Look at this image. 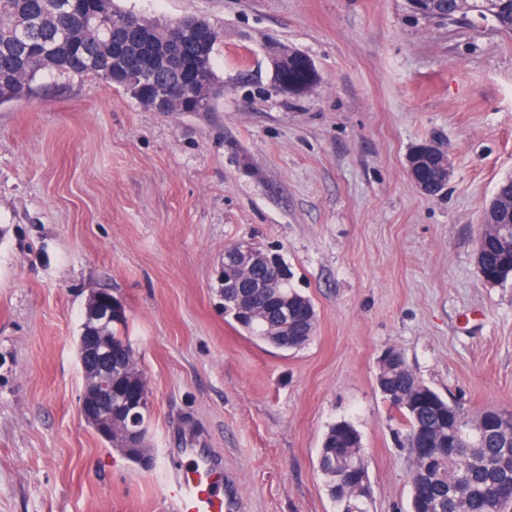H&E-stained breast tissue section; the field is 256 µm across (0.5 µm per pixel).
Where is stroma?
Masks as SVG:
<instances>
[{"label":"stroma","mask_w":512,"mask_h":512,"mask_svg":"<svg viewBox=\"0 0 512 512\" xmlns=\"http://www.w3.org/2000/svg\"><path fill=\"white\" fill-rule=\"evenodd\" d=\"M224 27L209 112H157L47 73L0 106V512H171L186 439L241 512H336L318 468L330 424L359 430L370 512H408L413 457L376 386L400 351L444 397L512 408V286L476 265L482 213L512 175V36L409 0H117ZM311 87H272L270 57ZM439 136L453 176L418 191L407 155ZM281 254L317 313L281 351L225 317L227 244ZM111 293L155 414L148 466L79 418L90 289ZM314 80V73L309 68L305 57L292 56L284 58L275 73L274 87L286 88L295 92L305 91Z\"/></svg>","instance_id":"obj_1"}]
</instances>
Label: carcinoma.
I'll list each match as a JSON object with an SVG mask.
<instances>
[{"label": "carcinoma", "instance_id": "carcinoma-1", "mask_svg": "<svg viewBox=\"0 0 512 512\" xmlns=\"http://www.w3.org/2000/svg\"><path fill=\"white\" fill-rule=\"evenodd\" d=\"M54 2L0 0V106L28 96L45 72L99 79L149 108L159 85L169 87L187 112L210 111L224 92L215 70L224 26L192 15L157 22L117 7L115 0H95L90 15L77 9L62 13ZM466 8L461 14L457 0H430L423 17L451 24L475 16L512 34V0H466ZM313 80L306 58L292 56L279 64L274 86L302 92ZM416 150L417 161L429 171L426 194L437 196L442 184L436 163L422 147ZM483 264L494 273L493 284H512V259L503 258L490 239ZM253 276L268 287L245 303L239 289H227L225 315L252 337L288 333L289 342L272 344L276 349L302 348L316 329L310 299L267 269L257 267ZM282 303L292 307L286 320L278 317ZM394 354L400 364L385 371L384 385L392 392L386 403L403 426L402 445L410 448L426 433L443 459L433 476L424 475V462H414L410 500L419 512H506L512 507V459L506 457L512 454V410L488 407L472 414L420 380L399 351ZM319 470L340 512H365L355 491L368 465L352 423L328 427Z\"/></svg>", "mask_w": 512, "mask_h": 512}]
</instances>
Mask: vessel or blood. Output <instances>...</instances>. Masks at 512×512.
<instances>
[{
  "label": "vessel or blood",
  "instance_id": "b4317fda",
  "mask_svg": "<svg viewBox=\"0 0 512 512\" xmlns=\"http://www.w3.org/2000/svg\"><path fill=\"white\" fill-rule=\"evenodd\" d=\"M180 455L168 479L172 512H236L237 497L226 485L222 468L195 448L181 449Z\"/></svg>",
  "mask_w": 512,
  "mask_h": 512
}]
</instances>
